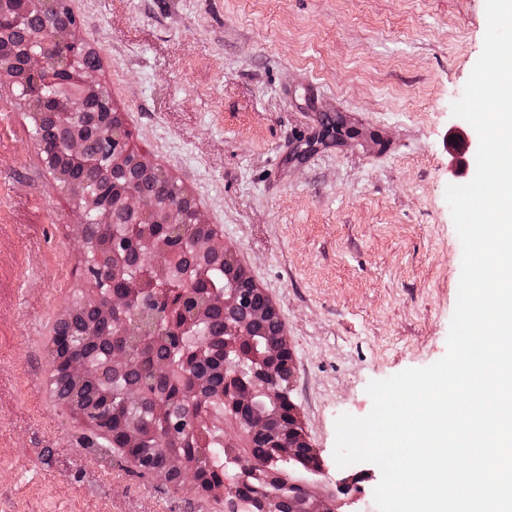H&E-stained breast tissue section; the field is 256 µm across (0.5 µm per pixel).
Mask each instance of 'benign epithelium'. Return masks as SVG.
<instances>
[{
  "instance_id": "obj_1",
  "label": "benign epithelium",
  "mask_w": 512,
  "mask_h": 512,
  "mask_svg": "<svg viewBox=\"0 0 512 512\" xmlns=\"http://www.w3.org/2000/svg\"><path fill=\"white\" fill-rule=\"evenodd\" d=\"M42 50L31 52L25 59V72L36 86H54L76 82L92 93L100 107L107 110L105 116L112 119L111 102L108 93L90 80H81L75 74L72 63L84 52V46L77 40H70L58 33L33 35ZM43 117L59 113L81 118L86 115V101L75 96L56 106L53 97H45L41 103ZM74 170L86 171L99 166L97 139L76 138L66 143ZM150 206L138 192L128 189L122 193L119 208L109 210L97 218L100 224L135 225L147 218ZM171 223L205 224L198 209L189 206L185 210L172 209ZM163 258H183L190 261L180 274L182 285L178 288L151 287L128 292H112L99 302V308L108 321L100 324L103 337L132 336L140 331V319L148 318L153 323L156 335L174 343L172 349L180 354L179 362L186 369V376L179 382L168 385L162 394L163 410L177 415L186 398L197 393L199 380L196 365L202 358L199 333L196 326L203 312L198 305L199 295H207V307H217L229 313L233 308L241 311L234 319L224 320V383L220 387L223 409L231 412L246 430L250 447L265 450L268 461L264 464L252 459L240 465L239 485H249L248 478L263 468L287 493H269L265 490L249 495L242 500L235 496L225 503L226 512H328L321 507L312 492L313 476L322 472V465L313 448L306 441L299 428L296 407L290 398L287 380L291 376L292 354L284 338L268 344L262 353L257 352L253 318L251 314L265 302L261 291L252 288L246 281L236 277V263L230 262L227 274L229 289L219 293L212 287L202 289L192 278V253L184 245L176 246L163 253ZM62 356L55 361L57 369L72 377L85 372L86 361L82 351L87 338L76 335L68 327H61L55 336ZM148 363L153 384L167 376L169 362L157 353L150 355L140 352L135 355L124 345L112 349V363L126 367L142 366ZM273 406V417L277 425L269 426L267 415L258 411L263 402ZM114 398L106 396L98 402V415L92 422L94 429L109 437L112 445L128 449L133 446L134 432L127 431L121 437L112 432V410ZM197 458L202 461L194 473L198 491L208 493L224 486L222 469L205 461L203 451ZM188 465L186 457L179 452H167L158 458L152 472L166 479L179 478Z\"/></svg>"
}]
</instances>
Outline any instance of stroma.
Wrapping results in <instances>:
<instances>
[{"label": "stroma", "mask_w": 512, "mask_h": 512, "mask_svg": "<svg viewBox=\"0 0 512 512\" xmlns=\"http://www.w3.org/2000/svg\"><path fill=\"white\" fill-rule=\"evenodd\" d=\"M129 146L162 170L270 298L290 395L332 512H378L380 469L338 467L335 421L367 386L447 352L462 244L445 199L476 173L454 116L485 0H66ZM342 116L340 135L323 136ZM77 200L0 73V512H224L142 472L51 386L54 328L88 289ZM365 470L356 498L339 493Z\"/></svg>", "instance_id": "stroma-1"}]
</instances>
